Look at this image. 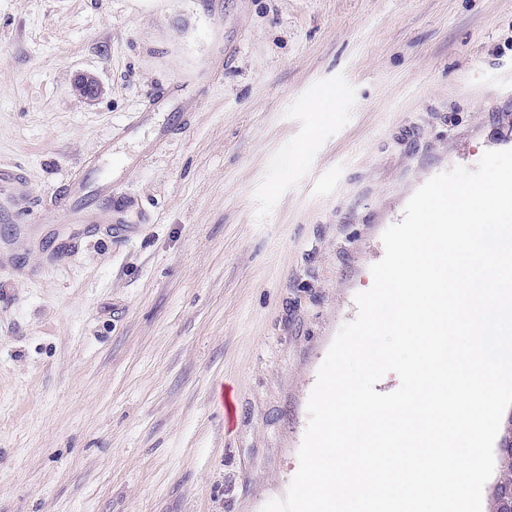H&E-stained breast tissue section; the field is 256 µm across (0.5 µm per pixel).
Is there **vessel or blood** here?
Listing matches in <instances>:
<instances>
[{"mask_svg": "<svg viewBox=\"0 0 512 512\" xmlns=\"http://www.w3.org/2000/svg\"><path fill=\"white\" fill-rule=\"evenodd\" d=\"M112 139L98 142L93 156L81 162L55 191L52 204L64 223L93 229L103 224L112 237L125 238L133 230L128 219L129 198L111 178L95 176L99 162L112 155Z\"/></svg>", "mask_w": 512, "mask_h": 512, "instance_id": "1", "label": "vessel or blood"}]
</instances>
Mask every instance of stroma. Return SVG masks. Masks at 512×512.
Here are the masks:
<instances>
[{
    "label": "stroma",
    "instance_id": "obj_1",
    "mask_svg": "<svg viewBox=\"0 0 512 512\" xmlns=\"http://www.w3.org/2000/svg\"><path fill=\"white\" fill-rule=\"evenodd\" d=\"M166 86L112 145L145 224L62 223L52 190ZM508 149L512 0H0V165L29 188L0 201V512L283 498L384 230L431 177Z\"/></svg>",
    "mask_w": 512,
    "mask_h": 512
}]
</instances>
